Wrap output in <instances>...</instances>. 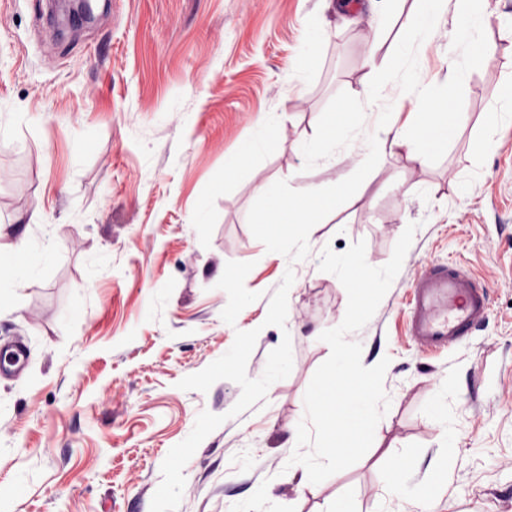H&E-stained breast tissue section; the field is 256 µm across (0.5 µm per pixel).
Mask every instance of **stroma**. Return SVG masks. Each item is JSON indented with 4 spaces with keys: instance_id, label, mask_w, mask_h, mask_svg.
<instances>
[{
    "instance_id": "1",
    "label": "stroma",
    "mask_w": 512,
    "mask_h": 512,
    "mask_svg": "<svg viewBox=\"0 0 512 512\" xmlns=\"http://www.w3.org/2000/svg\"><path fill=\"white\" fill-rule=\"evenodd\" d=\"M48 0H0V102L33 116L0 148V239L51 240L28 288L0 297V340L28 360L0 378V512H512V0H490L489 55L428 106L423 166L380 153L312 168L306 151L338 91L414 24L405 0L374 41L366 6L337 0H98L93 22L50 40ZM326 30L306 94L281 101L304 20ZM262 154L239 159L267 112ZM486 152H478L482 139ZM340 187L322 224H246L284 182ZM264 192H257V185ZM42 223L28 225L32 210ZM206 212V223L196 221ZM417 224L370 320L361 362L390 363V407L354 465L321 483L288 466L304 394L328 358L347 293L323 249L366 244L386 264ZM279 236L289 252L271 250ZM429 263L491 282L467 342L407 335L410 281ZM409 476L414 496L386 490Z\"/></svg>"
}]
</instances>
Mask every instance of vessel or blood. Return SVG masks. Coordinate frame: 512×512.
I'll return each instance as SVG.
<instances>
[{
	"mask_svg": "<svg viewBox=\"0 0 512 512\" xmlns=\"http://www.w3.org/2000/svg\"><path fill=\"white\" fill-rule=\"evenodd\" d=\"M490 293L486 283L455 265L428 264L411 283L406 330L423 350H451L471 335L487 317ZM27 347L21 341L0 345V371L21 370Z\"/></svg>",
	"mask_w": 512,
	"mask_h": 512,
	"instance_id": "1",
	"label": "vessel or blood"
}]
</instances>
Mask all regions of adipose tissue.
Returning <instances> with one entry per match:
<instances>
[{"mask_svg": "<svg viewBox=\"0 0 512 512\" xmlns=\"http://www.w3.org/2000/svg\"><path fill=\"white\" fill-rule=\"evenodd\" d=\"M419 21L406 28L395 48V57L407 67H414L420 53L429 44L442 41L441 66L444 70L438 83H458L468 79L483 63L479 57V33L486 23L483 0H418ZM306 39L301 52L291 62L281 87L282 98L301 94L320 60V47L325 31L319 21L310 19L305 25ZM368 82L360 95L347 99L351 111L360 116H371L373 122L364 147H354L357 128L347 125L332 133L313 150L308 161L313 165H326L334 161L337 152L351 153L356 165H373L379 152L401 153L415 164H423L425 153L413 141L410 130L422 127L430 119L425 106L429 102L434 84L413 77L394 81L385 61L370 58ZM405 111L403 123L386 121L382 113L386 104ZM10 250L24 256L20 268H0V291L29 285L44 269L48 261L47 250L35 239L21 238L10 243Z\"/></svg>", "mask_w": 512, "mask_h": 512, "instance_id": "adipose-tissue-1", "label": "adipose tissue"}]
</instances>
